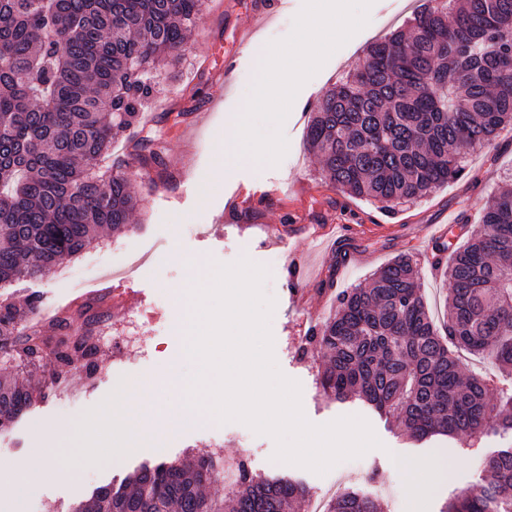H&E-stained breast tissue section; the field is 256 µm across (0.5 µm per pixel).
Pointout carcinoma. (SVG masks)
Listing matches in <instances>:
<instances>
[{
	"instance_id": "obj_1",
	"label": "carcinoma",
	"mask_w": 512,
	"mask_h": 512,
	"mask_svg": "<svg viewBox=\"0 0 512 512\" xmlns=\"http://www.w3.org/2000/svg\"><path fill=\"white\" fill-rule=\"evenodd\" d=\"M202 0H0V286L38 280L80 254L98 227L122 231L137 207L127 178L112 173V143L139 122L153 64L175 66ZM305 148L334 188L390 210L463 175L466 150L484 148L512 123V0H429L410 30L373 41L363 62L310 108ZM143 167L162 165L151 130L130 142ZM482 231L448 250L439 241L448 294L445 335L425 305L415 263L401 256L368 288L338 299L307 336L326 353L323 392L357 398L395 417L416 440L478 443L512 432V392L491 401L481 372L464 377L455 350L489 361L512 388V190L490 196ZM37 296L0 302V363L35 355L53 384L72 370L100 373L91 303L59 311L47 331L22 324ZM83 319V326L73 327ZM41 398L0 378V431ZM224 503L207 482L224 461L143 466L129 491L99 488L74 512H285L310 502L289 479H258L242 460ZM328 512H380L344 492ZM442 512H512V449L487 459L483 476Z\"/></svg>"
}]
</instances>
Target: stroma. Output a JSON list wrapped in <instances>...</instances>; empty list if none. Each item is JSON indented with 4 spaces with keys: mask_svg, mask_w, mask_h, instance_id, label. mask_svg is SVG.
Masks as SVG:
<instances>
[{
    "mask_svg": "<svg viewBox=\"0 0 512 512\" xmlns=\"http://www.w3.org/2000/svg\"><path fill=\"white\" fill-rule=\"evenodd\" d=\"M256 0H206V6L184 47L186 61L178 71L151 70L154 97L143 108L163 160L162 167L143 169L134 163L125 141L112 150V168L124 174L138 199L129 230L101 234L82 254L39 281L0 288V297L34 293L55 304L78 298L81 290L102 287L112 292L108 336H127L129 348L108 350L96 380L75 371L67 384L56 385L12 427L0 434V467L29 449L47 446L70 454L57 433L63 422H78L118 389L160 374L177 343L179 311L176 293L184 291L197 270L231 264L240 258L264 266V291L275 300L270 319L273 354L280 371L301 386L305 417L323 425L343 416H359L372 427L382 446L362 457L368 477L347 483L350 491L375 498L381 512H410L405 473L394 456L424 457L448 453L449 471L431 496L428 512H442L456 491L473 486L482 475L485 456L512 448V433L499 432L479 444L436 436L417 443L402 435L392 419L360 400L339 401L324 395L320 384L321 354L306 344L310 329L333 314L337 296L348 288L368 287L374 273L395 258L409 254L417 263L425 302L441 319L448 284L443 268L430 260L428 229L455 221L460 230L452 246H460L481 230L480 212L489 195L512 188V125L484 150L471 154L465 173L427 197L385 213L365 200L324 182L320 164L304 146L305 103L315 102L332 87L339 72L355 67L368 44L402 26L427 0H374L368 24L327 60L299 90L283 124L288 151L275 165L254 160L238 163L231 174L218 176L216 134L228 118L241 116L255 81L257 61L269 42L287 37L304 0H279L273 17L261 26L251 45L239 47L237 34L254 22ZM235 54L239 66L232 83L224 81V58ZM219 105L208 116L200 111L211 97ZM339 225L353 228L354 258L343 263L338 252L309 251L308 232ZM153 249L148 276H116L100 282L97 264L119 249L140 257ZM302 257L306 273L297 293L287 289L289 254ZM272 437L255 433L240 422L214 419L185 426L160 444L142 443L138 450L102 465L72 467L66 478L48 482L25 502L26 512H69L100 486L125 481L143 464L181 462L213 453L225 460H244L262 479L286 477L320 494L340 476L342 466L323 475L274 461Z\"/></svg>",
    "mask_w": 512,
    "mask_h": 512,
    "instance_id": "1",
    "label": "stroma"
}]
</instances>
